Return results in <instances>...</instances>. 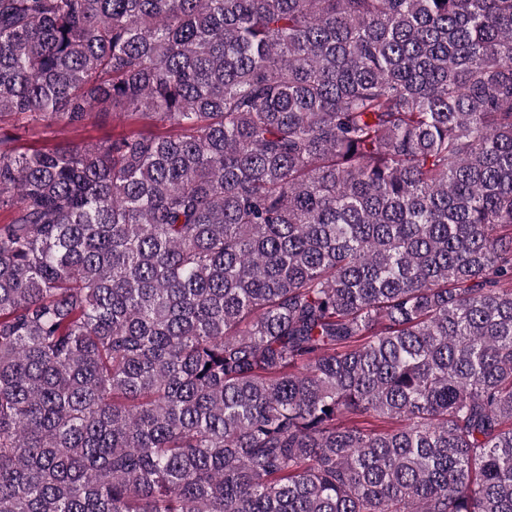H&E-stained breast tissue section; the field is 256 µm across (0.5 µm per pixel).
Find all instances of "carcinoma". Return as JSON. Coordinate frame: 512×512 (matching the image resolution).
Returning <instances> with one entry per match:
<instances>
[{
    "label": "carcinoma",
    "instance_id": "carcinoma-1",
    "mask_svg": "<svg viewBox=\"0 0 512 512\" xmlns=\"http://www.w3.org/2000/svg\"><path fill=\"white\" fill-rule=\"evenodd\" d=\"M0 512H512V0H0ZM139 129L158 133L167 131L162 126H152L148 121L112 110L107 114L93 111L78 130L53 128L54 132H44L40 125L31 123L24 115H12L5 123H0V133L14 136L15 145L24 149L65 145L73 141L95 144Z\"/></svg>",
    "mask_w": 512,
    "mask_h": 512
}]
</instances>
